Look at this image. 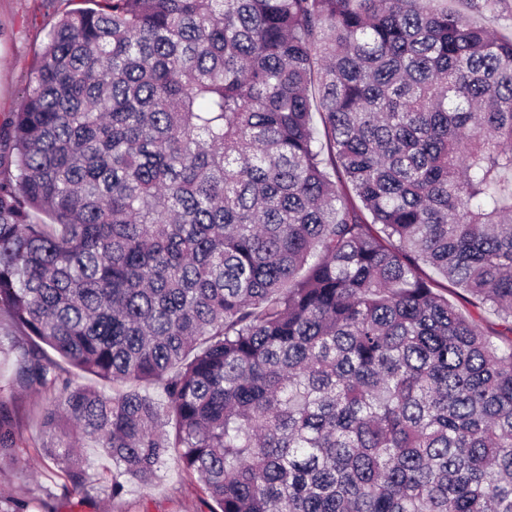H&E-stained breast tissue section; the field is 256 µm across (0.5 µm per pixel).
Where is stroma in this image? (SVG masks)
<instances>
[{
  "label": "stroma",
  "mask_w": 512,
  "mask_h": 512,
  "mask_svg": "<svg viewBox=\"0 0 512 512\" xmlns=\"http://www.w3.org/2000/svg\"><path fill=\"white\" fill-rule=\"evenodd\" d=\"M72 0H0V120L19 106L31 77V67L46 43L47 30L66 12ZM46 395L35 388H19L13 404L28 447L21 461L0 464V492L26 500L28 512H210L212 505L197 477L168 460L147 488L132 486L123 498H113L108 476L112 461L97 448L82 455L97 482L85 491H64L62 474L40 467L38 409Z\"/></svg>",
  "instance_id": "obj_1"
}]
</instances>
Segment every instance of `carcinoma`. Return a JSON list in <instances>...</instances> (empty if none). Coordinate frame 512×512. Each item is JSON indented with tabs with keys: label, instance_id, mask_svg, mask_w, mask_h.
I'll list each match as a JSON object with an SVG mask.
<instances>
[{
	"label": "carcinoma",
	"instance_id": "cac0c4a2",
	"mask_svg": "<svg viewBox=\"0 0 512 512\" xmlns=\"http://www.w3.org/2000/svg\"><path fill=\"white\" fill-rule=\"evenodd\" d=\"M79 2L0 124V462L18 382L75 488L73 435L114 498L173 457L210 512H512V34L448 0ZM81 448V453L86 462L89 474L97 477H108L112 474V460L109 459L99 448Z\"/></svg>",
	"mask_w": 512,
	"mask_h": 512
}]
</instances>
